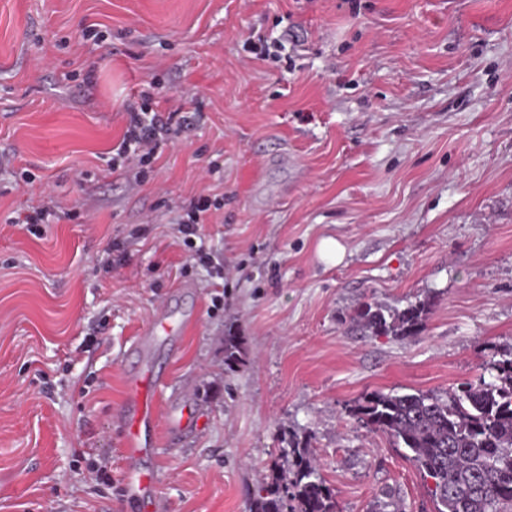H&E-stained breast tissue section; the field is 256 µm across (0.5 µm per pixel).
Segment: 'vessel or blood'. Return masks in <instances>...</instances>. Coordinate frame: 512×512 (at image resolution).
Instances as JSON below:
<instances>
[{"instance_id": "b4317fda", "label": "vessel or blood", "mask_w": 512, "mask_h": 512, "mask_svg": "<svg viewBox=\"0 0 512 512\" xmlns=\"http://www.w3.org/2000/svg\"><path fill=\"white\" fill-rule=\"evenodd\" d=\"M174 329L165 314H157L141 331L139 336L132 339L131 351H139L151 343L159 335H171ZM126 382L129 391V407L127 410L126 434L122 448L124 459V483L135 494L141 497L149 496L152 481L138 466L140 458L146 449L142 443L141 432L148 426L157 423L159 412L156 395L162 387L161 377L157 372H134L128 374Z\"/></svg>"}]
</instances>
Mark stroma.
Wrapping results in <instances>:
<instances>
[{
    "label": "stroma",
    "mask_w": 512,
    "mask_h": 512,
    "mask_svg": "<svg viewBox=\"0 0 512 512\" xmlns=\"http://www.w3.org/2000/svg\"><path fill=\"white\" fill-rule=\"evenodd\" d=\"M151 83L160 110L204 117L140 180L110 158ZM3 154L0 512H145L123 490L124 349L163 306L197 322L139 360L167 376L140 461L158 512H249L284 433L340 512H430L346 408L446 393L512 349V0H0ZM202 193L220 279L186 266L167 205ZM54 201L67 217L19 223ZM428 294L414 338L349 323Z\"/></svg>",
    "instance_id": "stroma-1"
}]
</instances>
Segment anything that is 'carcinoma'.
I'll return each mask as SVG.
<instances>
[{
	"label": "carcinoma",
	"mask_w": 512,
	"mask_h": 512,
	"mask_svg": "<svg viewBox=\"0 0 512 512\" xmlns=\"http://www.w3.org/2000/svg\"><path fill=\"white\" fill-rule=\"evenodd\" d=\"M434 305L358 308L350 324L375 335L416 336ZM241 360L235 333L224 336V365ZM474 383L444 395L373 391L349 410L370 432L388 438L426 481L433 512H512V351L489 363ZM268 480L251 494L250 512H338L308 443L287 436Z\"/></svg>",
	"instance_id": "carcinoma-1"
}]
</instances>
